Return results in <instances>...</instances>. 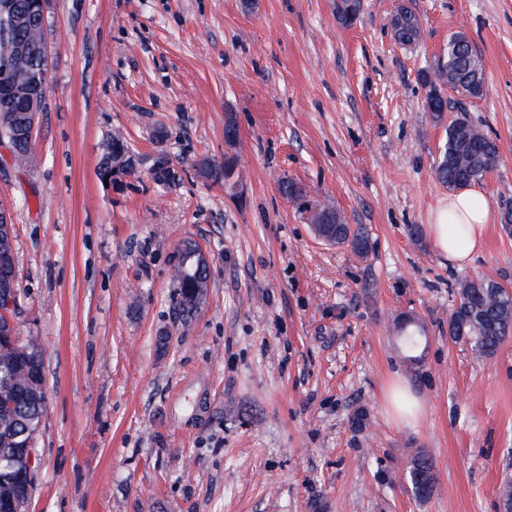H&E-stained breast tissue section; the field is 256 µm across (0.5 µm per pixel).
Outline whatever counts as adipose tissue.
<instances>
[{
    "instance_id": "adipose-tissue-1",
    "label": "adipose tissue",
    "mask_w": 512,
    "mask_h": 512,
    "mask_svg": "<svg viewBox=\"0 0 512 512\" xmlns=\"http://www.w3.org/2000/svg\"><path fill=\"white\" fill-rule=\"evenodd\" d=\"M492 222L490 206L476 190L464 189L448 196L435 222L429 228L434 248L457 267H465L471 256L482 249Z\"/></svg>"
}]
</instances>
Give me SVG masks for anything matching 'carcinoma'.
Listing matches in <instances>:
<instances>
[{"label": "carcinoma", "mask_w": 512, "mask_h": 512, "mask_svg": "<svg viewBox=\"0 0 512 512\" xmlns=\"http://www.w3.org/2000/svg\"><path fill=\"white\" fill-rule=\"evenodd\" d=\"M15 10L25 15L16 28L0 27V63L5 61V49L17 41L24 54L11 62L14 68L28 69L33 77L42 76L40 68L41 36L38 15L29 11L31 0H11ZM362 11L361 0H336V17L351 25ZM389 26L393 37L403 45H412L422 36L418 16L402 4L391 15ZM429 87L424 108L436 119L448 110L450 90L466 97L483 95L485 78L482 61L473 50L468 37L456 33L448 39L446 54L438 59L434 68L422 76ZM0 135L13 140L16 161L27 165L32 161V141L25 129L24 113L10 111L9 103L0 100ZM129 148L125 136L112 133L104 143L99 167L102 174L111 171L112 153ZM498 161L496 142L476 124L466 118H457L448 125L447 138L441 147L435 165L437 180L448 189H456L483 179ZM235 165L229 157L222 162H211L205 176L214 183L230 182ZM280 192L299 211L316 208L331 215L328 228L329 243L346 245L359 257L369 254L368 238L359 228L345 223L342 214L327 202L309 198L299 183L284 176L278 180ZM194 244L188 242L179 250L181 261L173 264L171 288L175 303L185 316L194 313L205 300L209 283L207 266L196 268L197 258L192 256ZM17 292L15 232H0V298ZM457 303L448 321V335L455 342L470 347L478 359L494 356L502 344L512 336V289L493 280H463L457 284ZM6 324L0 325V502L13 497V477L28 469V462L15 452L28 438L36 437L45 410V382L42 350L36 340L18 335H5ZM424 328L410 324L400 335L402 348L408 353L418 350ZM433 469L423 453L411 461L409 478L414 498L424 502L434 489V476L425 479L420 488L415 474Z\"/></svg>", "instance_id": "carcinoma-1"}]
</instances>
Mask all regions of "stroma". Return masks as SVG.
I'll return each mask as SVG.
<instances>
[{
	"mask_svg": "<svg viewBox=\"0 0 512 512\" xmlns=\"http://www.w3.org/2000/svg\"><path fill=\"white\" fill-rule=\"evenodd\" d=\"M401 1L421 20L413 46L390 31ZM362 3L347 26L336 0H52L33 164L0 146L15 320L46 372L29 512H500L512 339L478 359L448 319L458 282L512 286V232L489 225L458 268L427 229L460 116L498 146L478 189L512 210V0ZM458 32L485 90L449 93L438 121L421 75ZM116 131L140 165L107 183L97 168ZM228 152L235 188L195 171ZM284 175L361 228L368 257L318 240ZM187 240L210 278L185 321L170 275ZM405 312L427 330L413 369L393 332ZM397 383L423 408L413 425L393 414ZM418 451L434 466L425 502L406 482Z\"/></svg>",
	"mask_w": 512,
	"mask_h": 512,
	"instance_id": "stroma-1",
	"label": "stroma"
}]
</instances>
